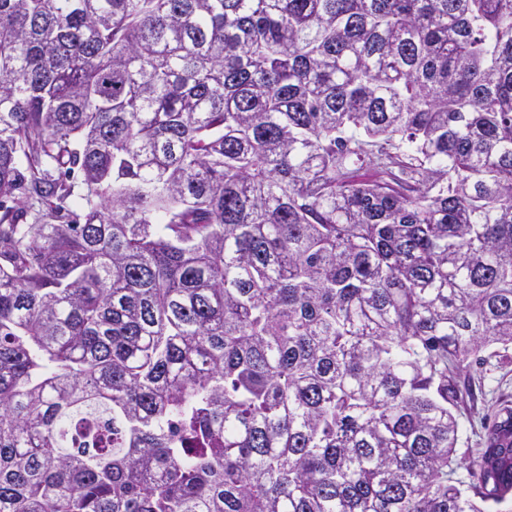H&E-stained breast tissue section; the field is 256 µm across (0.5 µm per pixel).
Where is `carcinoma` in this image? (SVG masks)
I'll return each mask as SVG.
<instances>
[{"label": "carcinoma", "instance_id": "1", "mask_svg": "<svg viewBox=\"0 0 512 512\" xmlns=\"http://www.w3.org/2000/svg\"><path fill=\"white\" fill-rule=\"evenodd\" d=\"M512 0H0V512H486ZM469 374L476 383L478 397L474 402L461 405L457 413L462 433L454 463L455 477L467 482L469 475L464 458L484 448L486 428L495 421L498 410L504 406L512 408V364L497 365L492 361L477 370L471 369ZM478 381L482 394L478 392Z\"/></svg>", "mask_w": 512, "mask_h": 512}]
</instances>
